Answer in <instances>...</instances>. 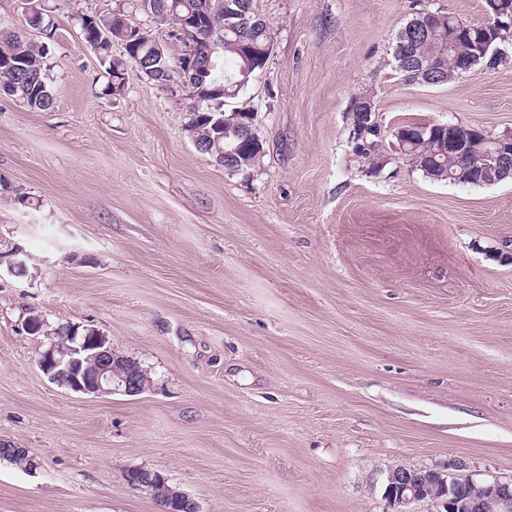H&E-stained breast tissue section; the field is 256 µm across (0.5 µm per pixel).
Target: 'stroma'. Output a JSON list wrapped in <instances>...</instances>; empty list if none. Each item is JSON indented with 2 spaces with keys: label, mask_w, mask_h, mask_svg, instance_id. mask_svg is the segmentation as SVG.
I'll return each instance as SVG.
<instances>
[{
  "label": "stroma",
  "mask_w": 512,
  "mask_h": 512,
  "mask_svg": "<svg viewBox=\"0 0 512 512\" xmlns=\"http://www.w3.org/2000/svg\"><path fill=\"white\" fill-rule=\"evenodd\" d=\"M53 105L0 98V512H157L128 470L200 512H387L397 467L512 478V178L426 177L393 139L355 154L350 104L390 131L512 132L507 63L401 80L419 12L488 20L485 0H254L272 52L226 110L253 115L234 172L187 137L176 82L105 94L75 15L50 0ZM103 332L147 370L138 395L75 393L38 360L30 315ZM126 481L153 497L158 512H199L196 502L188 494L169 485L168 478L157 471L135 469L126 474Z\"/></svg>",
  "instance_id": "35a3bbf8"
}]
</instances>
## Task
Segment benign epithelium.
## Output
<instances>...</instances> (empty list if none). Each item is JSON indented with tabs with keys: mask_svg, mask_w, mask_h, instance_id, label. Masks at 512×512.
I'll list each match as a JSON object with an SVG mask.
<instances>
[{
	"mask_svg": "<svg viewBox=\"0 0 512 512\" xmlns=\"http://www.w3.org/2000/svg\"><path fill=\"white\" fill-rule=\"evenodd\" d=\"M497 6L493 20L482 25H466L448 17V31L435 29L418 19L412 30L437 43V58L422 68L433 85L446 84L455 74L470 71L488 53L503 52L502 45H512V0H491ZM471 41L473 49L464 52L460 44ZM448 158L459 164L460 172L451 174L456 179L468 178L482 184L497 182L502 176H512V133L488 136L480 130L458 125H447ZM26 252L18 247L7 264L12 274L27 272ZM93 342H77V333L63 335L54 332L56 340L43 352L38 361L42 372L53 383L75 393L109 395L123 391L138 395L146 385L139 372L124 366L115 355L112 343L97 329L90 330ZM456 473L428 471L422 473L407 468L390 470L385 479V498L392 512H407L405 507L424 499L426 489H432L436 512H476L484 502L498 505L500 512H512V484L494 478L470 479L476 496L458 501L453 493ZM131 486L147 492L156 501L158 512H199L196 502L185 492L168 484L163 474L135 469L126 474Z\"/></svg>",
	"mask_w": 512,
	"mask_h": 512,
	"instance_id": "obj_1",
	"label": "benign epithelium"
}]
</instances>
